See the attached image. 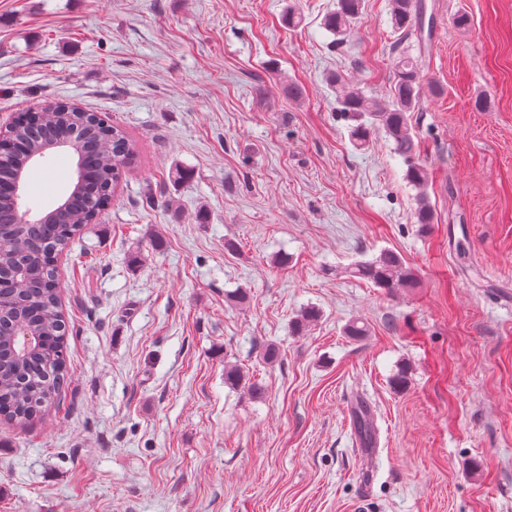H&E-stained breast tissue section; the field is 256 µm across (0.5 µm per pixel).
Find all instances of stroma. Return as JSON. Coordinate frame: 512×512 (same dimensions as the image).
Returning <instances> with one entry per match:
<instances>
[{"label":"stroma","instance_id":"1","mask_svg":"<svg viewBox=\"0 0 512 512\" xmlns=\"http://www.w3.org/2000/svg\"><path fill=\"white\" fill-rule=\"evenodd\" d=\"M424 3L425 228L391 142L355 147L337 103L389 96L390 0L338 47L336 0H0V127L67 98L141 150L59 260L72 383L44 421L0 422V512H512V0ZM70 175L38 164L29 205ZM384 250L415 287L351 275ZM353 423L363 448L375 445V428L367 409L359 408L354 413Z\"/></svg>","mask_w":512,"mask_h":512}]
</instances>
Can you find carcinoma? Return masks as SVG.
Wrapping results in <instances>:
<instances>
[{
	"label": "carcinoma",
	"mask_w": 512,
	"mask_h": 512,
	"mask_svg": "<svg viewBox=\"0 0 512 512\" xmlns=\"http://www.w3.org/2000/svg\"><path fill=\"white\" fill-rule=\"evenodd\" d=\"M362 9L363 0H336V9L324 22L336 43H342ZM422 14L423 5L415 0H391L392 25L400 32V41L421 43ZM418 65L419 58L409 47L402 48L393 61L391 96L378 101L359 90L349 91L340 98L339 111L356 122L352 137L359 147L369 141L372 131L383 130L407 166L409 184L421 189L428 176L409 115L419 95ZM74 131L77 155L84 165L82 186L68 195L63 209L50 212V222L45 223L14 204L6 188L29 161V151L68 138ZM137 153L125 129L73 101L49 100L14 121L9 142L0 151V419L24 427L59 407L71 379V328L59 300L58 258L77 235L96 223L100 207L112 202L124 168ZM432 221V206L422 194L416 223L426 226ZM351 273L388 291L414 285L411 270L392 250L357 262ZM353 423L362 446L375 445V428L366 409L354 413Z\"/></svg>",
	"instance_id": "carcinoma-1"
}]
</instances>
